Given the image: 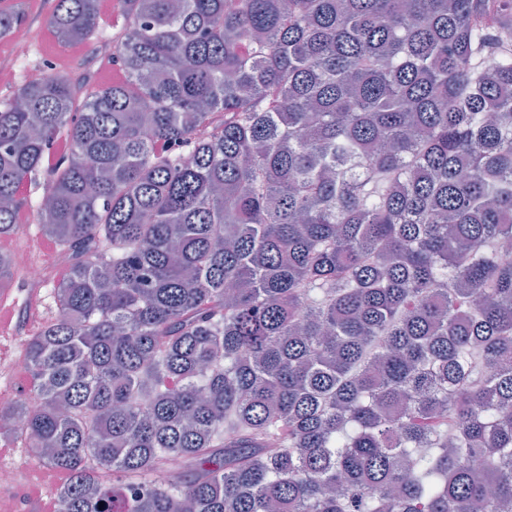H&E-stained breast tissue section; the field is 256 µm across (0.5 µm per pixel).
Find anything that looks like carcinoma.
<instances>
[{
    "label": "carcinoma",
    "instance_id": "1",
    "mask_svg": "<svg viewBox=\"0 0 512 512\" xmlns=\"http://www.w3.org/2000/svg\"><path fill=\"white\" fill-rule=\"evenodd\" d=\"M119 8L50 25L123 81L0 98V238L74 256L0 428L59 512H512V0ZM29 213H30V211L27 208L21 212V214H22L21 220H23L24 222H20L21 221L20 220L18 223V224H20L19 229L13 235L6 237L7 241L10 242V247L4 249V251H10L17 245H27V246L34 248L39 253V255L42 257V259L44 261L51 262V260L53 258L52 254H51L52 247L50 245H46L44 243H46V242L50 243V244H52V243L47 241L46 239H44L41 236V234L37 232L36 224L33 223V221L31 220V216L29 215ZM38 244L40 245V247L44 244L43 250L47 254H51L48 259L43 257L42 252H40V250H39ZM37 402V397L33 392L14 388L8 385L7 382L0 388V409L6 410L9 407L26 403L27 405H34Z\"/></svg>",
    "mask_w": 512,
    "mask_h": 512
}]
</instances>
